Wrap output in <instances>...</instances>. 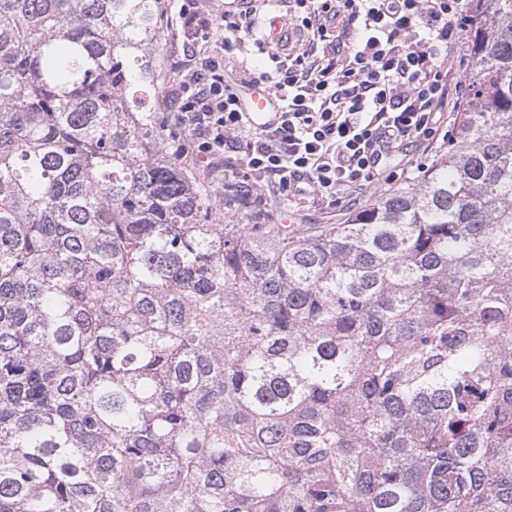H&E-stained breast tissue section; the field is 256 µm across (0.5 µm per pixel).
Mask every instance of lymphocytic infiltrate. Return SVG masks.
Here are the masks:
<instances>
[{
    "label": "lymphocytic infiltrate",
    "instance_id": "f902f5d3",
    "mask_svg": "<svg viewBox=\"0 0 512 512\" xmlns=\"http://www.w3.org/2000/svg\"><path fill=\"white\" fill-rule=\"evenodd\" d=\"M289 25L329 38L338 18L357 39L330 56L309 53L280 65L274 95L277 125L251 132L240 99L224 82V58L250 34L240 14L203 15L194 0H173L193 31L191 63H177L166 108L182 128L180 157L198 158L212 174L226 152L239 153L243 179L224 188L238 206L251 205L252 179L274 182L283 200L312 194L338 201L345 191L378 183L403 149L429 150L466 92L448 84L449 67L464 68L465 0H292Z\"/></svg>",
    "mask_w": 512,
    "mask_h": 512
}]
</instances>
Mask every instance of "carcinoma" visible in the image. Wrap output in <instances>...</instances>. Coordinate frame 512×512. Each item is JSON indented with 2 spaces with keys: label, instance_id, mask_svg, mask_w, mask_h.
Returning <instances> with one entry per match:
<instances>
[{
  "label": "carcinoma",
  "instance_id": "carcinoma-1",
  "mask_svg": "<svg viewBox=\"0 0 512 512\" xmlns=\"http://www.w3.org/2000/svg\"><path fill=\"white\" fill-rule=\"evenodd\" d=\"M423 175L312 237L159 137V0H0V512H512V0Z\"/></svg>",
  "mask_w": 512,
  "mask_h": 512
}]
</instances>
